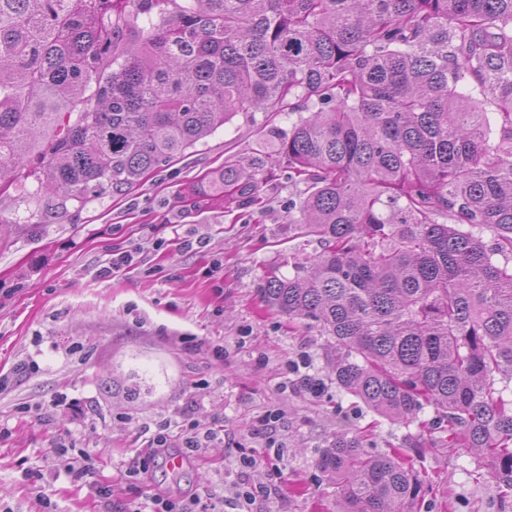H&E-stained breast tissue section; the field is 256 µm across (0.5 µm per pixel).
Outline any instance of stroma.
<instances>
[{"label":"stroma","mask_w":512,"mask_h":512,"mask_svg":"<svg viewBox=\"0 0 512 512\" xmlns=\"http://www.w3.org/2000/svg\"><path fill=\"white\" fill-rule=\"evenodd\" d=\"M298 118L237 115L132 189L92 196L40 225L22 193L0 205V512H99L88 479L66 474L60 441L88 455L111 480L113 502H125L120 471L145 455L150 429L177 420L190 401L201 428L223 423V440L188 455L180 471L151 466L138 476L144 491L237 512L239 490L268 484L276 464L284 480L261 512H334L336 487L316 462L337 432L370 426V452L401 449L438 477L456 512H512L495 482L475 478L476 456L417 445L416 426L339 390L326 337L290 330L263 302L270 273H294L285 257L321 250L289 222L303 189L289 183L287 165L264 181L260 208L228 215L208 195L182 203L196 178L225 162L260 163ZM186 236L207 245L183 249ZM138 244L136 266L99 277L113 250ZM307 374L321 380V394L298 385ZM59 399L73 413L46 416ZM242 445L256 467H241Z\"/></svg>","instance_id":"1"}]
</instances>
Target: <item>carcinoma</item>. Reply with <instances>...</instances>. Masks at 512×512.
<instances>
[{"mask_svg": "<svg viewBox=\"0 0 512 512\" xmlns=\"http://www.w3.org/2000/svg\"><path fill=\"white\" fill-rule=\"evenodd\" d=\"M260 110L308 113L262 166L306 186L289 223L322 244L265 304L334 341L342 391L512 497V0H0V190L35 177L41 215ZM261 189L226 163L189 196ZM365 437L318 461L338 512H420L438 481Z\"/></svg>", "mask_w": 512, "mask_h": 512, "instance_id": "carcinoma-1", "label": "carcinoma"}]
</instances>
